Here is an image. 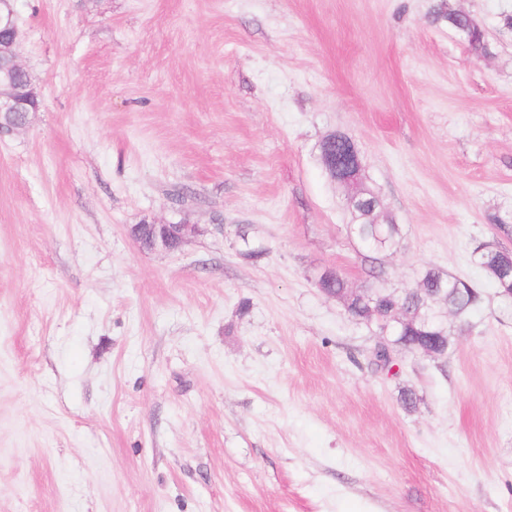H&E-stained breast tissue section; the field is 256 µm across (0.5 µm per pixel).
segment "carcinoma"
Returning <instances> with one entry per match:
<instances>
[{"instance_id":"1","label":"carcinoma","mask_w":512,"mask_h":512,"mask_svg":"<svg viewBox=\"0 0 512 512\" xmlns=\"http://www.w3.org/2000/svg\"><path fill=\"white\" fill-rule=\"evenodd\" d=\"M433 21H444L448 27L461 35L471 50L477 54L489 53V44L484 31L467 14L454 11L443 2L433 11ZM348 209L352 215L350 232L363 245L367 252L365 261L369 263L368 276L378 280L383 274L380 257L393 253L402 238L401 225L390 220L378 222L380 201L378 196L363 186L347 195ZM486 255L487 276L497 288H512V274L498 272L500 268L512 267V250L495 247L483 251ZM318 285L325 294L344 297L349 284L345 276L335 269L325 270L319 277ZM437 301L448 304V309L456 314H465L477 306L479 292L468 282L444 276L433 268L422 273L415 287L397 294L383 287L368 285L360 294L350 300L352 317L379 322L384 327L396 304H406L411 308V316L401 325L389 324L394 332L396 346L412 353L432 344L438 345L446 354L450 348L448 325L436 317L432 306Z\"/></svg>"}]
</instances>
